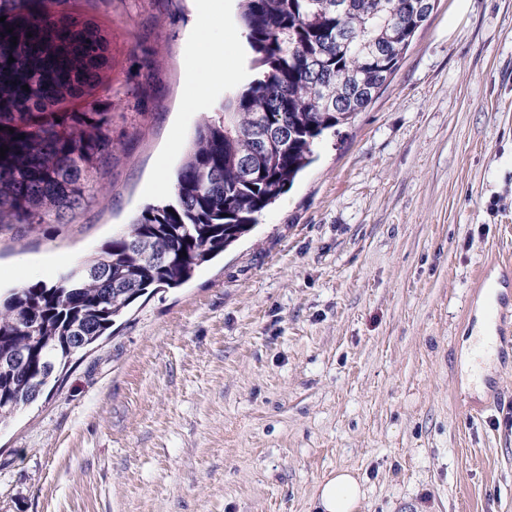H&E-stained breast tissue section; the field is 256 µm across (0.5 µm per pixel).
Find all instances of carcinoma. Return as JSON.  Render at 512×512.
Segmentation results:
<instances>
[{"mask_svg": "<svg viewBox=\"0 0 512 512\" xmlns=\"http://www.w3.org/2000/svg\"><path fill=\"white\" fill-rule=\"evenodd\" d=\"M69 0H0V235L17 224L62 222L104 180L128 124L95 97L110 67L100 28ZM436 0H240L254 77L199 126L175 174L174 200L148 204L100 252L57 283L0 295V425L32 403L76 354L151 288H175L224 253L313 161L327 130L349 123L387 84ZM12 32H7V29ZM17 43H12V39ZM15 62H8V58ZM127 90L152 97L156 63ZM28 85L29 90L22 89ZM284 125L265 151L256 141ZM251 176L243 177V162Z\"/></svg>", "mask_w": 512, "mask_h": 512, "instance_id": "1", "label": "carcinoma"}]
</instances>
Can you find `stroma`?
Segmentation results:
<instances>
[{
    "mask_svg": "<svg viewBox=\"0 0 512 512\" xmlns=\"http://www.w3.org/2000/svg\"><path fill=\"white\" fill-rule=\"evenodd\" d=\"M223 2L226 51L205 67L243 84L251 53ZM455 2L248 234L138 299L0 427V512H313L339 468L364 481L360 512H512V358L485 366L494 396L462 380L474 275L512 252V0H470L452 26ZM72 7L107 34L113 88L140 80L137 45L160 68L140 132L116 128L105 189L71 221L0 235V268L28 285L170 201L236 86L184 109L191 0Z\"/></svg>",
    "mask_w": 512,
    "mask_h": 512,
    "instance_id": "35a3bbf8",
    "label": "stroma"
}]
</instances>
